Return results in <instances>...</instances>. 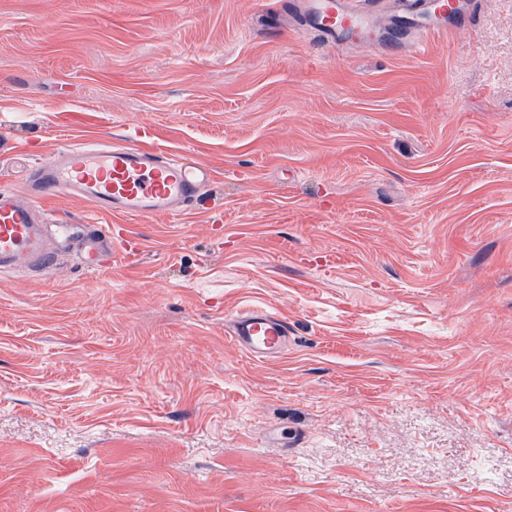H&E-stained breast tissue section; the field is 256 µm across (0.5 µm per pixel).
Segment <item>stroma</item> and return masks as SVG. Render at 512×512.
I'll return each mask as SVG.
<instances>
[{
	"mask_svg": "<svg viewBox=\"0 0 512 512\" xmlns=\"http://www.w3.org/2000/svg\"><path fill=\"white\" fill-rule=\"evenodd\" d=\"M353 2L332 45L278 0H0V189L143 130L216 172L99 271L0 274V512H512V0L421 52ZM230 335L247 353L266 360H279L288 347V320L264 308H253L236 316Z\"/></svg>",
	"mask_w": 512,
	"mask_h": 512,
	"instance_id": "obj_1",
	"label": "stroma"
}]
</instances>
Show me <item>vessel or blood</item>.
I'll use <instances>...</instances> for the list:
<instances>
[{"label":"vessel or blood","instance_id":"obj_1","mask_svg":"<svg viewBox=\"0 0 512 512\" xmlns=\"http://www.w3.org/2000/svg\"><path fill=\"white\" fill-rule=\"evenodd\" d=\"M408 12L444 17L455 12L456 0H408ZM310 31L322 42L360 35L359 16L345 0H318ZM214 180L213 170L188 154H165L146 147L82 144L57 148L48 160L35 163L25 190L29 203L0 189V272L20 267L50 270L56 252L48 243L45 202L61 193L75 194L102 214L149 217L183 215ZM64 238L85 235L87 266L99 264L96 229L58 225ZM235 344L266 360L281 359L289 339L285 317L263 308L239 313L230 327Z\"/></svg>","mask_w":512,"mask_h":512}]
</instances>
